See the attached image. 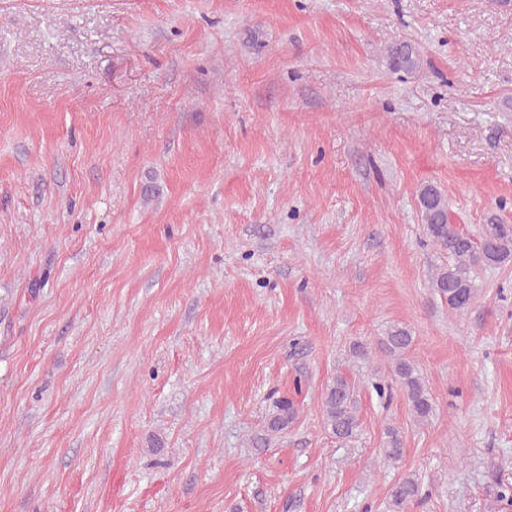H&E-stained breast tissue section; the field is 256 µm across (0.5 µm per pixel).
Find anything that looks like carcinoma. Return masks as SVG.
Here are the masks:
<instances>
[{
  "label": "carcinoma",
  "instance_id": "1",
  "mask_svg": "<svg viewBox=\"0 0 512 512\" xmlns=\"http://www.w3.org/2000/svg\"><path fill=\"white\" fill-rule=\"evenodd\" d=\"M389 66L395 71L412 72L419 66L420 54L408 41L400 42L388 50ZM423 235L438 250L448 254L452 263L436 269L430 280L433 291L448 303V308L462 314L476 301L478 289L470 276L471 269L491 267L512 261V224L490 223L479 238L460 231L449 223L448 203L433 185L418 191ZM413 344L410 330L396 324L380 338V345L393 364L399 390L414 419L424 423L433 416L435 407L430 390L419 366L409 356ZM326 428L339 439H348L359 428L355 387L347 378L338 375L329 384L322 400ZM297 409L288 398L277 404V412L267 425V431L279 433L295 420ZM385 458L396 460L403 454L399 431L386 429ZM416 479L405 476L388 491L392 512H407L409 504L418 495Z\"/></svg>",
  "mask_w": 512,
  "mask_h": 512
}]
</instances>
